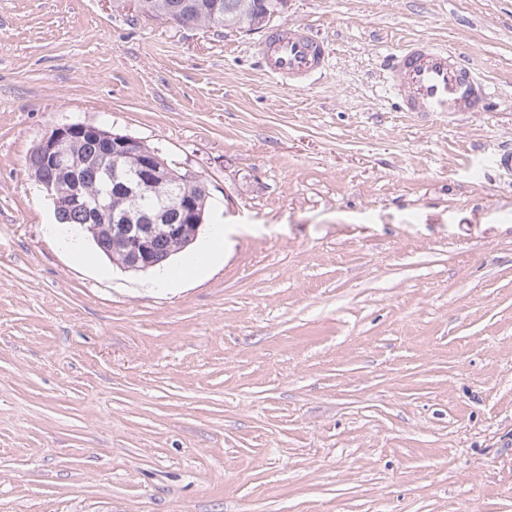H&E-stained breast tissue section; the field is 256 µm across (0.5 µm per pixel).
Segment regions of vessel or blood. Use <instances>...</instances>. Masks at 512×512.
Returning <instances> with one entry per match:
<instances>
[{"label":"vessel or blood","mask_w":512,"mask_h":512,"mask_svg":"<svg viewBox=\"0 0 512 512\" xmlns=\"http://www.w3.org/2000/svg\"><path fill=\"white\" fill-rule=\"evenodd\" d=\"M264 71L300 84L321 76L329 53L308 26L271 31L259 44ZM387 88L401 111L479 112L490 95L488 84L446 46L415 40L391 54L386 63Z\"/></svg>","instance_id":"b4317fda"}]
</instances>
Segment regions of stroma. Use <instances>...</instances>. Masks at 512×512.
<instances>
[{
	"instance_id": "35a3bbf8",
	"label": "stroma",
	"mask_w": 512,
	"mask_h": 512,
	"mask_svg": "<svg viewBox=\"0 0 512 512\" xmlns=\"http://www.w3.org/2000/svg\"><path fill=\"white\" fill-rule=\"evenodd\" d=\"M277 23L322 78L127 0H0V512H512V0ZM423 37L483 111H400L381 61ZM78 122L205 179L195 243L232 249L153 290L67 249L25 160ZM258 49L267 74L295 84L321 76L328 67L327 45L305 25L271 31Z\"/></svg>"
}]
</instances>
